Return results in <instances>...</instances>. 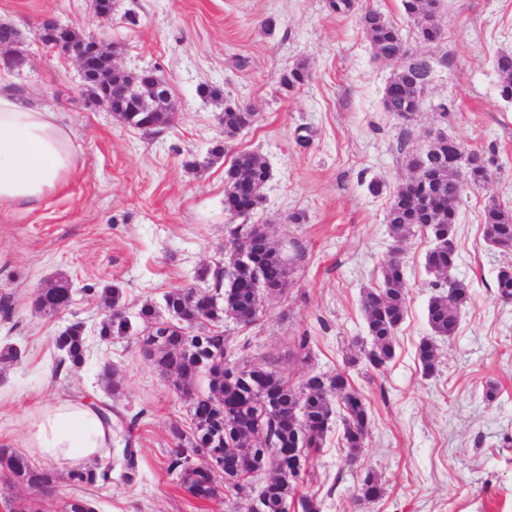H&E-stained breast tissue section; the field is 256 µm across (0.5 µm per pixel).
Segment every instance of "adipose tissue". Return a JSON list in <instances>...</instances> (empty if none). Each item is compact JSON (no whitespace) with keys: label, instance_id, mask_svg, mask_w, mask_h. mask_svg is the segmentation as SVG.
<instances>
[{"label":"adipose tissue","instance_id":"obj_1","mask_svg":"<svg viewBox=\"0 0 512 512\" xmlns=\"http://www.w3.org/2000/svg\"><path fill=\"white\" fill-rule=\"evenodd\" d=\"M75 147L56 113L0 92V204L39 203L74 173ZM24 454L61 470L84 469L112 442L88 404L57 398L27 411Z\"/></svg>","mask_w":512,"mask_h":512}]
</instances>
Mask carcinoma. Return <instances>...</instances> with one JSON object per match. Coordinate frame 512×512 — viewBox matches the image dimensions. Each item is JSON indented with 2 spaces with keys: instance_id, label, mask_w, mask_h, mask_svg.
<instances>
[{
  "instance_id": "1",
  "label": "carcinoma",
  "mask_w": 512,
  "mask_h": 512,
  "mask_svg": "<svg viewBox=\"0 0 512 512\" xmlns=\"http://www.w3.org/2000/svg\"><path fill=\"white\" fill-rule=\"evenodd\" d=\"M408 16L414 19L421 43L433 46L443 39L438 23L441 0H402ZM363 26L375 48L376 56L392 61L408 55L400 32L383 16L367 12ZM501 96L512 100V54H501L496 60ZM432 66L425 57L411 60L392 77L393 85L383 96L386 111L401 117L419 101L430 82ZM309 75L305 68L297 67L281 76V84L293 89L304 84ZM256 113L248 106L224 107L222 123L227 139L253 125ZM466 171L459 179L452 174L437 176L433 169H419L418 155L406 158V166L419 170L397 189L387 212V222L396 236L401 237L418 230L432 241L426 252L425 269L433 277L430 282L437 293L431 298L427 320L434 336L423 340L418 357L423 374L437 371L440 363L439 347L434 337L453 336L459 314L470 301L469 283H448V269L456 266L457 257L448 256L440 247V240L456 236L458 206L468 188L479 187L490 181L493 171L486 161L466 158ZM269 169L261 158L252 152L240 151L233 157L224 172V209L236 218H248L245 195L268 181ZM485 237L497 246L512 244V208L492 200L484 210ZM231 254L247 249L251 266L262 274L265 287L258 286L253 272L238 269V276L226 279L215 275L211 292L217 304H208L207 297L194 288H175L164 297L168 314L180 312L185 317L181 331L160 328L161 317L156 306L145 303L138 311L144 329L136 332L131 319L121 309L122 295L111 289L109 311L101 322L99 336L103 340L125 337L136 332L140 348L153 359L156 369L163 375L177 376L178 390L190 403L191 429L185 433L173 430L175 447L165 457L167 474L174 475L180 486L193 498L208 500L225 495L227 512H319L314 496H296L297 485L304 479L288 466V458L278 455L289 447L299 430L305 431V461L313 459L323 447L329 425L336 409L343 410V447L346 459L359 457L369 435L370 420L362 397L350 386L347 376L338 372L329 377L322 373L307 375L297 385L285 378L274 362H258L247 356L228 352L227 338L221 330L226 318L247 327L255 324L262 308V294L275 286L288 274V261L274 245L268 234L257 232L254 224H238L230 231L227 242ZM496 293L499 297L512 298V266L502 267L496 276ZM408 287L401 260H388L380 270V281L364 289L360 306L366 323L371 346L360 350L364 359L374 368L384 367L395 355V334L405 319ZM72 298L68 283L58 281L38 290L34 305L46 315H55L69 306ZM54 345L60 352L56 368L69 363L79 365L85 353L84 326L72 322L55 337ZM199 377L207 379V388L196 389ZM94 410L104 423L113 426L121 437L119 466L123 480L130 484L140 467V449L136 447L134 429L145 415L140 409L130 417L112 415L100 406ZM219 451L227 469L224 473V492L212 485V477L195 457ZM248 456L253 460L250 476L268 469L274 476L258 494V499L239 496L237 474L232 471L231 460ZM0 471H6L13 483L39 492L57 487L55 471L30 463L16 451L0 446ZM70 486L80 490L87 486H103L112 482V462L97 464L84 470L68 473ZM384 488L368 476L360 487L365 500L382 496ZM6 512H40L33 498L3 497ZM63 512H96L95 503L78 494L70 495Z\"/></svg>"
}]
</instances>
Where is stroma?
<instances>
[{
	"mask_svg": "<svg viewBox=\"0 0 512 512\" xmlns=\"http://www.w3.org/2000/svg\"><path fill=\"white\" fill-rule=\"evenodd\" d=\"M358 3L338 15L328 0H112L107 20L94 15L91 0H0V22L20 32L28 56L24 68L7 72L9 88L56 112L78 151L76 173L37 207L0 205V347L23 352L20 362L0 364V445L21 450L25 410L35 401L95 398L142 412L140 474L130 485L116 475L92 489L97 512H225L187 497L163 468L172 427L189 426L186 402L136 337L104 341L98 331L106 289H121L133 317L144 302L163 306L173 289L212 287L237 223L224 209V171L239 151L270 169L249 221L264 225L293 262L288 289L264 299L256 324L225 319L228 344L276 359L296 382L345 372L371 419L351 469L342 423L333 419L303 491L315 493L320 512H512V302L494 288L512 253L491 246L483 224L490 200L512 207V101L501 98L494 66L512 53V0H442L445 38L435 47L420 43L401 0ZM365 9L399 29L408 57H376L360 22ZM48 17L104 41L126 70L157 69L180 104L170 125L148 134L92 104L77 66L44 48L38 27ZM412 56L428 58L433 72L420 111L406 122L385 111L383 92ZM298 66L308 70L305 85H282ZM204 84L222 99L200 96ZM228 102L256 114L230 140L221 122ZM440 132L491 159L494 170L459 205L454 274L470 283L471 299L456 335L439 342L438 372L424 375L418 348L431 335L435 293L424 267L430 242L408 234V311L395 356L378 370L348 363L356 343L369 341L360 299L394 243L386 212L411 176L405 157ZM222 142L224 156L210 160ZM373 182L379 194L370 192ZM59 280L69 283L72 302L44 315L35 295ZM76 321L85 327L84 360L57 368L53 339ZM304 333L312 338L306 363L290 351ZM108 364L124 393L112 395L102 380ZM369 475L384 487L372 502L358 498Z\"/></svg>",
	"mask_w": 512,
	"mask_h": 512,
	"instance_id": "1",
	"label": "stroma"
}]
</instances>
